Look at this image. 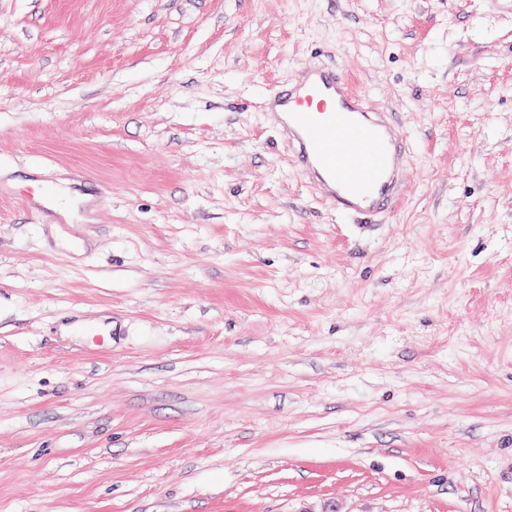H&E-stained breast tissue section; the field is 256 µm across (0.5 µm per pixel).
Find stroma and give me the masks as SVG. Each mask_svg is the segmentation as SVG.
Returning a JSON list of instances; mask_svg holds the SVG:
<instances>
[{"label":"stroma","mask_w":512,"mask_h":512,"mask_svg":"<svg viewBox=\"0 0 512 512\" xmlns=\"http://www.w3.org/2000/svg\"><path fill=\"white\" fill-rule=\"evenodd\" d=\"M319 62L407 137L366 228L259 107ZM0 512H512V13L0 0Z\"/></svg>","instance_id":"1"}]
</instances>
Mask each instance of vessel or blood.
Wrapping results in <instances>:
<instances>
[{
  "mask_svg": "<svg viewBox=\"0 0 512 512\" xmlns=\"http://www.w3.org/2000/svg\"><path fill=\"white\" fill-rule=\"evenodd\" d=\"M261 108L293 167L336 215L377 217L404 196L410 154L400 123L335 65L299 69Z\"/></svg>",
  "mask_w": 512,
  "mask_h": 512,
  "instance_id": "obj_1",
  "label": "vessel or blood"
}]
</instances>
